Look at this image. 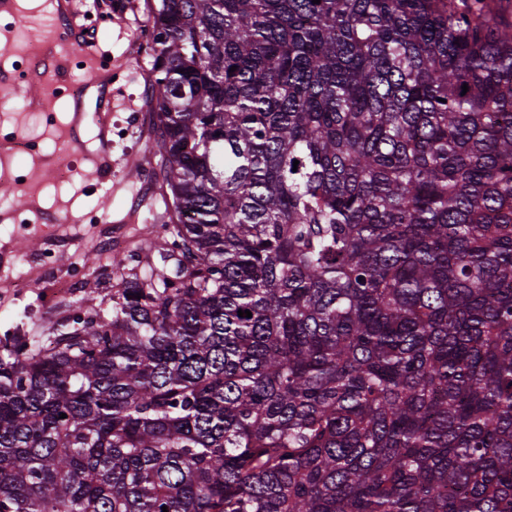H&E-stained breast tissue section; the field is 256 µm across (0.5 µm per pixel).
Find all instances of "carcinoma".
Masks as SVG:
<instances>
[{
    "mask_svg": "<svg viewBox=\"0 0 512 512\" xmlns=\"http://www.w3.org/2000/svg\"><path fill=\"white\" fill-rule=\"evenodd\" d=\"M147 12L167 249L0 353V512H512V0Z\"/></svg>",
    "mask_w": 512,
    "mask_h": 512,
    "instance_id": "cac0c4a2",
    "label": "carcinoma"
}]
</instances>
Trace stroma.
<instances>
[{
    "label": "stroma",
    "instance_id": "stroma-1",
    "mask_svg": "<svg viewBox=\"0 0 512 512\" xmlns=\"http://www.w3.org/2000/svg\"><path fill=\"white\" fill-rule=\"evenodd\" d=\"M146 0H98L106 16L98 30V49L124 69L117 81V102L111 112V164L89 169L87 157L99 148V128L91 118L94 100L84 102L86 118L76 142L65 147L63 130L70 125L69 94L39 101L26 97L15 84L28 67L30 41L17 19H44L52 12L49 0H9L0 7V134L27 141L24 152L0 155V170L11 178L0 183V345L14 336L46 337L50 328L80 314L103 299L117 278L113 256L127 257L126 271L140 276L159 261L160 237L148 233L165 205L159 183L145 184L153 159L149 69L143 58L150 52ZM53 113L46 121L45 113ZM68 149L76 169L72 181L52 182L49 173L61 149ZM112 227V246L104 248L100 228ZM57 235L56 265L62 279L77 283L66 301L55 297L52 282L31 273L46 227Z\"/></svg>",
    "mask_w": 512,
    "mask_h": 512
}]
</instances>
